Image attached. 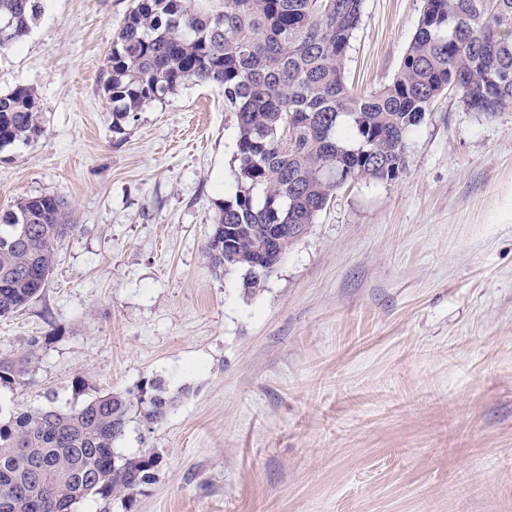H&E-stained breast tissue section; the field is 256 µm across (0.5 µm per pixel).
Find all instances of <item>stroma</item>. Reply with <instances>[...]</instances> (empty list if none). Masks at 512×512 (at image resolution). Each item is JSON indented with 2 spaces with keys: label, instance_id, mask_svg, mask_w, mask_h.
I'll return each instance as SVG.
<instances>
[{
  "label": "stroma",
  "instance_id": "stroma-1",
  "mask_svg": "<svg viewBox=\"0 0 512 512\" xmlns=\"http://www.w3.org/2000/svg\"><path fill=\"white\" fill-rule=\"evenodd\" d=\"M133 0H44L0 49V94L38 97L41 131L0 149V215L54 193L78 231L49 282L0 317V417L165 380L152 484L111 512H512V110L439 97L398 180L333 193L264 288L205 247L234 193L224 88L189 84L122 131L102 86ZM424 0H364L355 91L398 71Z\"/></svg>",
  "mask_w": 512,
  "mask_h": 512
}]
</instances>
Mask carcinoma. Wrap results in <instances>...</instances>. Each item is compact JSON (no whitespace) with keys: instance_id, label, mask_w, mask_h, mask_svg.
Listing matches in <instances>:
<instances>
[{"instance_id":"carcinoma-1","label":"carcinoma","mask_w":512,"mask_h":512,"mask_svg":"<svg viewBox=\"0 0 512 512\" xmlns=\"http://www.w3.org/2000/svg\"><path fill=\"white\" fill-rule=\"evenodd\" d=\"M363 0H136L112 42L104 91L119 132L143 104L189 83L224 86L235 114V193L224 201L206 254L263 288L297 240L348 181L392 182L406 170V139L444 93L472 112L512 109V0H425L393 79L359 96L344 61ZM43 0H0V48L26 36ZM33 91L0 95V148L40 132ZM232 232L224 246L223 228ZM65 201L43 194L0 217V317L45 288L58 243L76 231ZM279 242L259 264L262 245ZM23 362L0 360V384ZM176 402L161 379L82 407L22 409L0 422V512H73L82 499L126 501L150 484L156 453L115 455L133 411L160 425Z\"/></svg>"}]
</instances>
